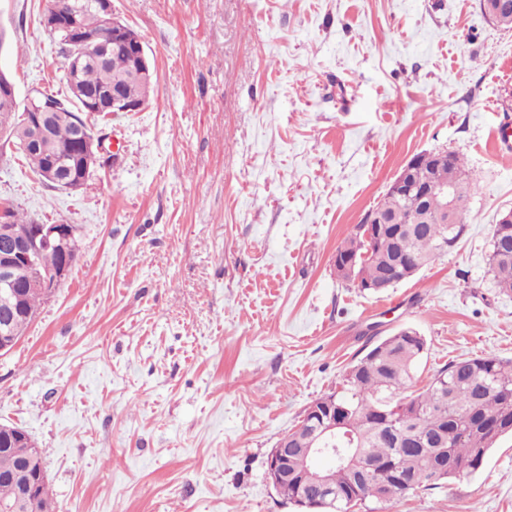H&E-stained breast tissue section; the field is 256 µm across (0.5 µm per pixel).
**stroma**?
Masks as SVG:
<instances>
[{"label": "stroma", "instance_id": "1", "mask_svg": "<svg viewBox=\"0 0 512 512\" xmlns=\"http://www.w3.org/2000/svg\"><path fill=\"white\" fill-rule=\"evenodd\" d=\"M47 0H0L19 104L66 97ZM154 91L91 112L115 153L79 190L0 154V203L77 229L80 253L0 356V423L44 451L55 512H299L266 478L277 441L378 336L449 361L512 359V296L486 270L512 209V28L479 0H112ZM478 183L459 246L383 294L336 248L421 152ZM374 512H512V437L473 476Z\"/></svg>", "mask_w": 512, "mask_h": 512}]
</instances>
